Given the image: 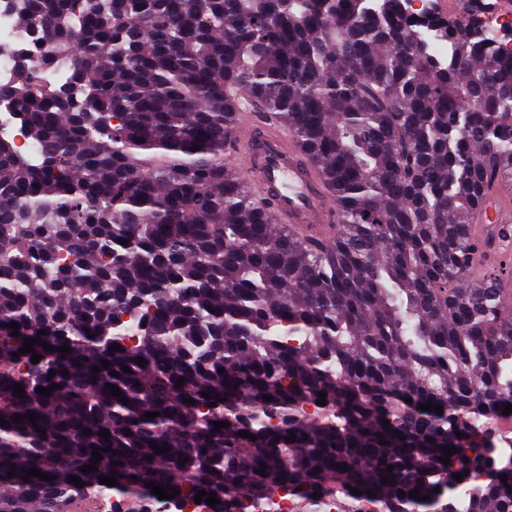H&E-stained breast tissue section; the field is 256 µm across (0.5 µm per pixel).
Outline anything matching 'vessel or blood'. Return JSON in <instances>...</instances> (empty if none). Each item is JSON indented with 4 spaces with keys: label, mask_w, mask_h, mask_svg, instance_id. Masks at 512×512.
Instances as JSON below:
<instances>
[{
    "label": "vessel or blood",
    "mask_w": 512,
    "mask_h": 512,
    "mask_svg": "<svg viewBox=\"0 0 512 512\" xmlns=\"http://www.w3.org/2000/svg\"><path fill=\"white\" fill-rule=\"evenodd\" d=\"M230 130L242 142L245 178L273 202V223L288 226L303 240L328 242L338 221L336 204L287 130L267 120L245 95L234 104ZM511 223L512 208L494 194L475 234L487 251H500L512 247V234L504 230Z\"/></svg>",
    "instance_id": "vessel-or-blood-1"
}]
</instances>
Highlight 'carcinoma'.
I'll use <instances>...</instances> for the list:
<instances>
[{
	"mask_svg": "<svg viewBox=\"0 0 512 512\" xmlns=\"http://www.w3.org/2000/svg\"><path fill=\"white\" fill-rule=\"evenodd\" d=\"M19 14L39 64L70 74L40 83L21 56L0 88L41 153L0 139V512H74L95 493L112 512H268L274 490L319 512L335 485L346 512H458L455 474L469 512H512V463L486 456L512 405V257L473 237L512 182L499 39L401 0H20ZM240 94L319 170L332 243L275 228L224 163ZM37 337L71 352L35 344L34 364L20 349ZM202 490L221 503H195Z\"/></svg>",
	"mask_w": 512,
	"mask_h": 512,
	"instance_id": "obj_1",
	"label": "carcinoma"
}]
</instances>
